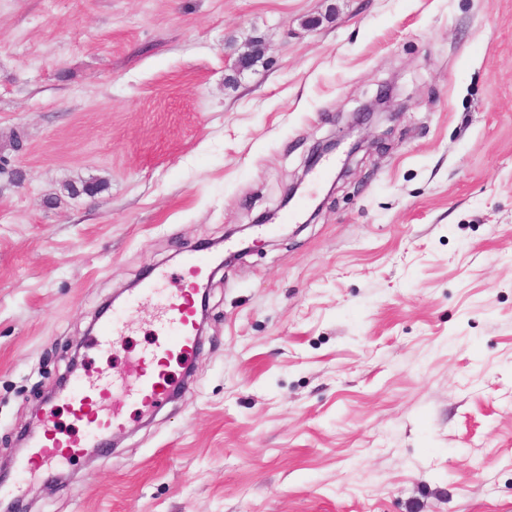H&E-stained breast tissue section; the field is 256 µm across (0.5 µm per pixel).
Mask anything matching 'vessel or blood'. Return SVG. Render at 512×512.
Instances as JSON below:
<instances>
[{
  "mask_svg": "<svg viewBox=\"0 0 512 512\" xmlns=\"http://www.w3.org/2000/svg\"><path fill=\"white\" fill-rule=\"evenodd\" d=\"M206 266L205 258L190 254L181 273L155 270L129 298L141 310L140 320L113 315L102 321L93 337V346L100 352L113 350L141 324L151 327L154 340L126 369L78 376L62 390V404L80 429L62 433L53 416H46L42 433L31 438V451L18 464L21 481L13 485V493L21 492L22 481L56 471L84 449L101 447L114 430L122 428L129 408L166 399L177 366L189 363L198 347L196 280Z\"/></svg>",
  "mask_w": 512,
  "mask_h": 512,
  "instance_id": "obj_1",
  "label": "vessel or blood"
}]
</instances>
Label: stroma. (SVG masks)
<instances>
[{
    "instance_id": "1",
    "label": "stroma",
    "mask_w": 512,
    "mask_h": 512,
    "mask_svg": "<svg viewBox=\"0 0 512 512\" xmlns=\"http://www.w3.org/2000/svg\"><path fill=\"white\" fill-rule=\"evenodd\" d=\"M242 225L193 377L17 512H512V0H0V461L148 345L92 354L112 295Z\"/></svg>"
}]
</instances>
